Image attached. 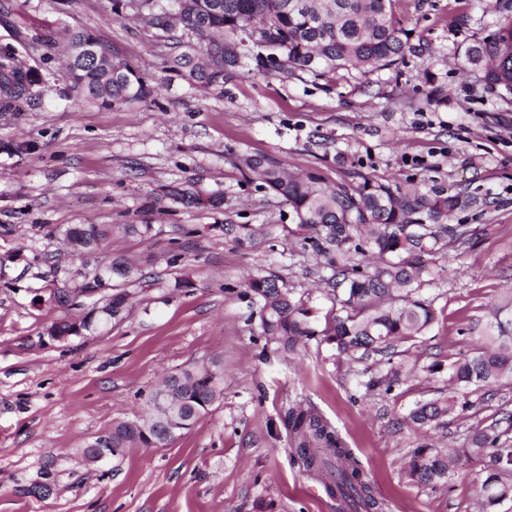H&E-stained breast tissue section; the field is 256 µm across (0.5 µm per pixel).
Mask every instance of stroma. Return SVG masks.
I'll return each instance as SVG.
<instances>
[{"label": "stroma", "mask_w": 512, "mask_h": 512, "mask_svg": "<svg viewBox=\"0 0 512 512\" xmlns=\"http://www.w3.org/2000/svg\"><path fill=\"white\" fill-rule=\"evenodd\" d=\"M497 0H396L412 49L395 67L323 77L296 71L206 87L170 76L171 48L147 21L115 14L112 0H0V49L40 76L17 113L0 112V512H347L297 453L284 423L306 400L360 462L383 512H480L473 481L483 464L471 431L512 415V378L494 396L469 392L470 409L428 437L407 426L417 405L446 395V366L477 348L478 328L512 297V101L461 67L483 38ZM90 29L140 71L150 99L103 107L72 87L63 51L46 37ZM347 163H338V155ZM276 159L289 174L326 182L352 173L486 199L449 224L467 236L432 258L437 322L401 343L400 377L368 388L386 367L350 360L309 340L299 355L265 350L260 322L233 288L271 271L318 319L332 307L331 271L297 232L281 197L261 188L246 160ZM194 194L217 199L206 209ZM71 224H148L114 237L107 256L146 273L129 283L124 319L84 337L51 339L52 323L85 316L60 304L98 256L67 249ZM228 224H274V244L237 245ZM198 233L169 265L185 227ZM189 287L174 289L175 277ZM219 361L224 394L174 442L94 465L81 450L136 419L164 376ZM440 364V372L427 368ZM456 455L444 485L410 480L421 442Z\"/></svg>", "instance_id": "stroma-1"}]
</instances>
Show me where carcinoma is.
<instances>
[{
  "label": "carcinoma",
  "mask_w": 512,
  "mask_h": 512,
  "mask_svg": "<svg viewBox=\"0 0 512 512\" xmlns=\"http://www.w3.org/2000/svg\"><path fill=\"white\" fill-rule=\"evenodd\" d=\"M178 10L168 16L160 0H113V12L130 9L149 15L151 26L165 34L179 51L170 56L166 70L184 72L195 81L219 87L241 76V56L252 54L258 71L302 70L316 77L352 69L362 74L387 69L404 58L409 33L393 16V0H177ZM493 29L463 50V65L500 99H512V0H497ZM204 37L192 45L176 34V25ZM48 42L70 51L69 74L74 88L104 107L145 101L152 93L147 81L129 64L112 57V72L85 63L75 51L92 48L107 54L88 29L63 28ZM36 75L14 63L9 50L0 52V112H15L33 95ZM261 187L290 204L298 227L306 233L316 253L332 270L328 285L334 304L331 318L317 330L313 313L278 276L261 272L248 275L238 295L258 306L264 347L293 354L316 336L336 345L350 357L380 355L393 364L397 346L425 335L437 320L436 298L423 290L434 284L431 267L434 248L444 237L461 240L462 226L445 223L448 215L487 201L444 187L426 191L417 184L360 175L351 181L328 184L317 173L288 174L269 157L248 160ZM275 224H226L224 236L240 245L260 244L275 237ZM149 224H79L64 229L78 254L100 252L113 236L144 237ZM369 255L372 264L355 261ZM113 287L141 279L138 266L113 259L105 266ZM129 295L120 291L78 324L58 325L61 337L83 336L102 325L120 322ZM482 346L459 354L448 363V396L417 404L409 421L422 434L440 427L445 419L470 408L462 386L492 391L505 377H512V298L498 306L481 330ZM216 375L193 365L181 371L184 382L177 395L183 411L175 432L191 427L196 418L223 394L224 371L209 363ZM285 423L306 467L327 479L328 492L347 502L352 512H381V504L358 462L338 431L312 406L301 402L289 408ZM143 421H121L107 433L112 447L125 448L139 440L161 446L169 440L149 430ZM509 428L494 425L472 432L470 443L488 461L479 481L482 512L512 499V443ZM448 454L428 443L417 445L408 462V476L421 485L436 486L448 477Z\"/></svg>",
  "instance_id": "obj_1"
}]
</instances>
